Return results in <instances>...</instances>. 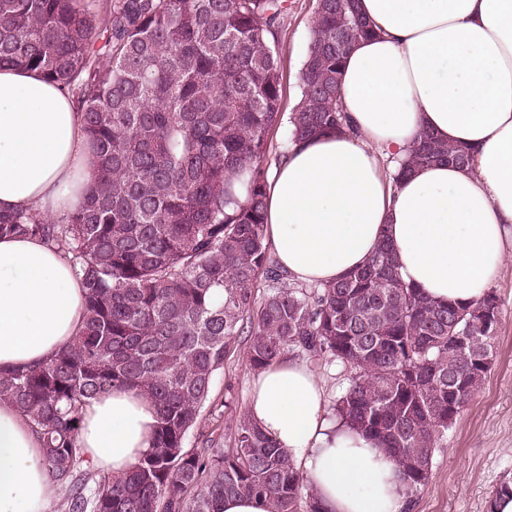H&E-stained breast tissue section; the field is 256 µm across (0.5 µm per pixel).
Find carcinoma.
<instances>
[{
  "label": "carcinoma",
  "mask_w": 512,
  "mask_h": 512,
  "mask_svg": "<svg viewBox=\"0 0 512 512\" xmlns=\"http://www.w3.org/2000/svg\"><path fill=\"white\" fill-rule=\"evenodd\" d=\"M288 0H0V67L67 89L91 148L92 183L61 217L0 211V237L39 238L85 290L80 335L51 359L0 373V402L26 417L65 512H321L306 478L246 416L229 450L185 448L216 374L247 336L254 371L327 355L360 374L333 414L382 440L407 494L428 481L440 436L492 364L500 307L430 300L403 281L390 244L343 280L290 279L265 240L262 160L281 120ZM288 116L290 141L342 128L351 48L374 34L356 0H315ZM469 149L420 133L406 168L469 165ZM267 292L258 295L261 282ZM114 386L154 400L152 450L121 475L93 473L81 409ZM224 512H267V507L254 497L229 495L224 497Z\"/></svg>",
  "instance_id": "obj_1"
}]
</instances>
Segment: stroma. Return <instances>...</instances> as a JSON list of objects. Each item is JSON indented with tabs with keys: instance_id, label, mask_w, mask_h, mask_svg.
<instances>
[{
	"instance_id": "stroma-1",
	"label": "stroma",
	"mask_w": 512,
	"mask_h": 512,
	"mask_svg": "<svg viewBox=\"0 0 512 512\" xmlns=\"http://www.w3.org/2000/svg\"><path fill=\"white\" fill-rule=\"evenodd\" d=\"M281 33V58L287 74L284 112L300 96L299 72L309 41L313 0H291ZM500 304V329L492 341L491 369L436 448L429 480L412 497L411 512H486L500 484L512 481V259L491 284ZM245 341H238L216 375L202 428L190 434L187 446L201 447L210 435L230 444L237 420L245 412L253 370L247 364ZM302 363L320 376L328 403H335L355 374L329 358L302 356Z\"/></svg>"
}]
</instances>
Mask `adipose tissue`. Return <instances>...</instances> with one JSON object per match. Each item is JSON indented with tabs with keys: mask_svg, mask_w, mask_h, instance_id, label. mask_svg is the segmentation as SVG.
Returning a JSON list of instances; mask_svg holds the SVG:
<instances>
[{
	"mask_svg": "<svg viewBox=\"0 0 512 512\" xmlns=\"http://www.w3.org/2000/svg\"><path fill=\"white\" fill-rule=\"evenodd\" d=\"M379 30L346 59L340 104L352 131L289 146L269 180L266 237L289 276L339 281L382 239L402 279L438 303L474 302L512 246V0H358ZM471 148L462 170L398 175L416 134ZM91 154L67 94L38 73L0 68V210L60 217L89 180ZM84 292L38 239L0 238V372L40 363L78 336ZM248 417L284 448L325 512H410L396 459L326 410L296 361L256 372ZM156 409L112 388L86 404V459L115 475L153 446ZM55 494L27 419L0 403V512H44Z\"/></svg>",
	"mask_w": 512,
	"mask_h": 512,
	"instance_id": "adipose-tissue-1",
	"label": "adipose tissue"
}]
</instances>
